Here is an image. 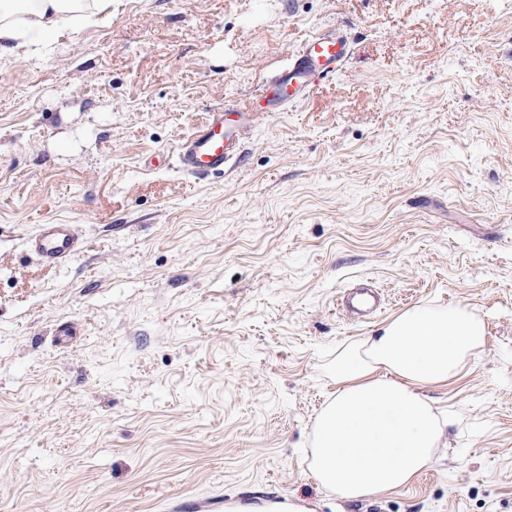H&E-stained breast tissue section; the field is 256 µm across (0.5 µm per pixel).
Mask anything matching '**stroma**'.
Wrapping results in <instances>:
<instances>
[{"label": "stroma", "mask_w": 512, "mask_h": 512, "mask_svg": "<svg viewBox=\"0 0 512 512\" xmlns=\"http://www.w3.org/2000/svg\"><path fill=\"white\" fill-rule=\"evenodd\" d=\"M353 52L254 118L242 161L173 150L262 97L306 36ZM71 224L66 266L25 241ZM382 294L360 321L351 285ZM421 302L487 326L429 389L450 420L411 484L343 501L301 447L336 347ZM78 329L58 344L54 329ZM512 512V10L499 0H112L46 57L0 55V512Z\"/></svg>", "instance_id": "obj_1"}]
</instances>
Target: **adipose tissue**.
Masks as SVG:
<instances>
[{"mask_svg":"<svg viewBox=\"0 0 512 512\" xmlns=\"http://www.w3.org/2000/svg\"><path fill=\"white\" fill-rule=\"evenodd\" d=\"M111 0H0V54L53 50L61 31ZM486 327L469 306L421 303L337 348L336 390L304 444L316 482L356 501L411 483L444 445L448 421L426 387L462 374L483 352Z\"/></svg>","mask_w":512,"mask_h":512,"instance_id":"obj_1","label":"adipose tissue"}]
</instances>
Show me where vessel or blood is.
I'll list each match as a JSON object with an SVG mask.
<instances>
[{
    "label": "vessel or blood",
    "mask_w": 512,
    "mask_h": 512,
    "mask_svg": "<svg viewBox=\"0 0 512 512\" xmlns=\"http://www.w3.org/2000/svg\"><path fill=\"white\" fill-rule=\"evenodd\" d=\"M349 52V40L338 29L306 39L288 66L273 77L270 98L209 113L189 137L179 142L176 158L180 168L188 176L201 179L235 165L241 156L242 135L256 113L281 112L291 104L309 100L320 81L335 73ZM25 246L42 264L59 267L81 251L83 241L74 225L43 224Z\"/></svg>",
    "instance_id": "1"
}]
</instances>
